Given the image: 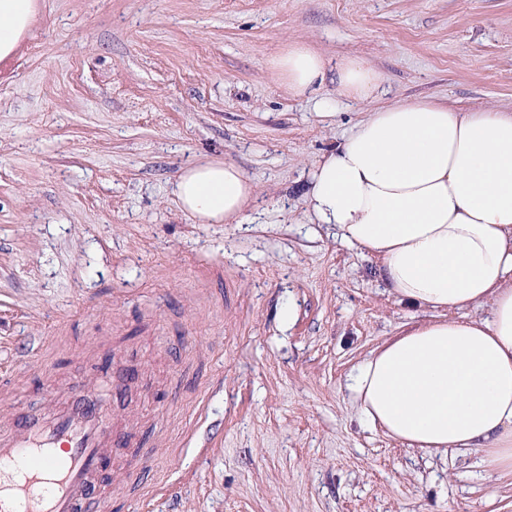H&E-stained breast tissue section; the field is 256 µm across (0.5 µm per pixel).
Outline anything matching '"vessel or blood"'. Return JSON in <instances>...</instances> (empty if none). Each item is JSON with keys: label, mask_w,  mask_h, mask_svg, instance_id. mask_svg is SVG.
<instances>
[{"label": "vessel or blood", "mask_w": 512, "mask_h": 512, "mask_svg": "<svg viewBox=\"0 0 512 512\" xmlns=\"http://www.w3.org/2000/svg\"><path fill=\"white\" fill-rule=\"evenodd\" d=\"M112 442V417L98 395L76 388L67 404L18 418L0 433V505L12 512H92Z\"/></svg>", "instance_id": "obj_1"}]
</instances>
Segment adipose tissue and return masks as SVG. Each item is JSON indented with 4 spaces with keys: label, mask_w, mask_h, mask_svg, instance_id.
Segmentation results:
<instances>
[{
    "label": "adipose tissue",
    "mask_w": 512,
    "mask_h": 512,
    "mask_svg": "<svg viewBox=\"0 0 512 512\" xmlns=\"http://www.w3.org/2000/svg\"><path fill=\"white\" fill-rule=\"evenodd\" d=\"M36 0H0V60L13 56ZM297 96L321 87L326 62L302 43L269 63ZM383 75L356 58L336 68L337 99L374 97ZM179 207L200 224H239L255 185L237 165L182 171ZM308 219L371 256L399 302L433 312L356 365L357 410L409 447L478 455L512 476V113L429 99L375 108L315 164ZM487 307L466 321L454 312Z\"/></svg>",
    "instance_id": "1"
}]
</instances>
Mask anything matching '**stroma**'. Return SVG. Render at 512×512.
Returning <instances> with one entry per match:
<instances>
[{"mask_svg": "<svg viewBox=\"0 0 512 512\" xmlns=\"http://www.w3.org/2000/svg\"><path fill=\"white\" fill-rule=\"evenodd\" d=\"M0 61V428L107 367L104 512H512V477L366 427L353 368L422 311L308 223L309 172L373 103L321 116L267 63L382 72L375 103L512 113V0H37ZM238 165L241 224L173 193ZM294 309L285 318V306Z\"/></svg>", "mask_w": 512, "mask_h": 512, "instance_id": "1", "label": "stroma"}]
</instances>
